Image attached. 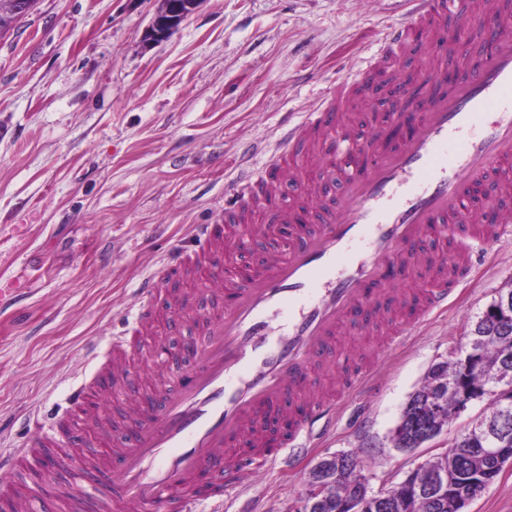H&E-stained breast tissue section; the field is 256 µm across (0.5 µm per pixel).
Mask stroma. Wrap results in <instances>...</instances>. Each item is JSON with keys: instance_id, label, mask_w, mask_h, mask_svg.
<instances>
[{"instance_id": "35a3bbf8", "label": "stroma", "mask_w": 512, "mask_h": 512, "mask_svg": "<svg viewBox=\"0 0 512 512\" xmlns=\"http://www.w3.org/2000/svg\"><path fill=\"white\" fill-rule=\"evenodd\" d=\"M159 0H40L0 37V289L20 292L19 311L0 310V454L17 451L65 415L96 357L138 306L137 289L168 259L198 249L197 224H219L246 172L274 151L281 127L340 90L362 66L406 0H201L173 35L143 34ZM323 143L302 146L288 167L298 184L284 210H309L332 178ZM264 215L249 255L238 225L223 249L178 282H163L161 320L128 353L124 380L103 395L114 437L142 419L192 370L203 318L224 306L237 263L285 259L270 248ZM455 254L477 261L447 306L403 325L342 329L330 362L313 373L331 392L329 423L286 449L276 464L224 493L223 512H288L310 470L339 452L362 461L372 491L442 452L484 411L477 403L411 453L391 443L411 394L498 293L512 287V224L492 242L447 234ZM171 353L162 345L172 336ZM39 494L56 512H99L65 468L41 474ZM468 512H512L504 467Z\"/></svg>"}]
</instances>
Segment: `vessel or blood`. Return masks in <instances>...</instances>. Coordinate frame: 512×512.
Returning a JSON list of instances; mask_svg holds the SVG:
<instances>
[{
    "instance_id": "obj_1",
    "label": "vessel or blood",
    "mask_w": 512,
    "mask_h": 512,
    "mask_svg": "<svg viewBox=\"0 0 512 512\" xmlns=\"http://www.w3.org/2000/svg\"><path fill=\"white\" fill-rule=\"evenodd\" d=\"M449 13L486 30L492 57L463 69L447 93L425 97L414 129L399 145L388 146L378 128L364 147H354L341 123L343 96L370 94L380 70L393 65L412 36L442 37L438 20ZM475 127L479 136L468 137ZM325 130L353 153L346 203L323 207L318 229L290 247L287 259L235 284L195 348L199 370L182 378L179 393L130 429L127 443L115 451L118 478L100 512H192L196 503L222 512L224 478L232 472L225 448L272 463L329 420L335 404L314 396L310 369L340 325L362 318L370 303L408 307L415 322L447 301L461 277L456 257L439 261L446 274L423 297L410 299L397 285L424 268L411 246L433 225L472 228L490 242L512 223V199L506 197L491 202L477 220L462 207L490 175L512 183V27L473 15L469 0H408L369 60L347 78L342 95L326 97L300 121L285 124L277 156L240 179L229 217L240 220L270 200L294 150ZM362 239L369 242L368 254L352 253ZM160 285L156 276L142 281L133 325L113 340L97 376L111 378L113 362L150 324Z\"/></svg>"
}]
</instances>
